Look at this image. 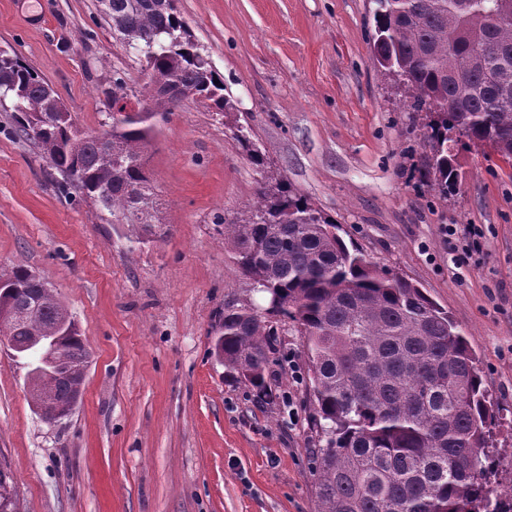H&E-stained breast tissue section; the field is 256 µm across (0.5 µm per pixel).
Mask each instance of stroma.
Instances as JSON below:
<instances>
[{
    "label": "stroma",
    "mask_w": 512,
    "mask_h": 512,
    "mask_svg": "<svg viewBox=\"0 0 512 512\" xmlns=\"http://www.w3.org/2000/svg\"><path fill=\"white\" fill-rule=\"evenodd\" d=\"M176 7L235 109L222 117L188 100L157 121L149 168L163 226L144 242L61 196L0 109V266L43 279L90 351L78 405L49 424L32 409L26 366L0 342V458L21 512H312L309 456L326 436L311 423L304 338L224 245L223 220L261 178L241 130L369 260L418 284L464 331L500 409L484 480L511 494L512 162L488 148L460 152L456 192H424L428 118L376 65L369 0ZM0 47L91 129L113 75L134 91L147 80L99 0H0ZM448 224L477 225L479 250L463 253ZM243 305L263 309L273 331V405L212 353L220 315Z\"/></svg>",
    "instance_id": "obj_1"
}]
</instances>
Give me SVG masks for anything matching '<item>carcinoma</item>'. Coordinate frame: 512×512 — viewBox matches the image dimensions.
Returning a JSON list of instances; mask_svg holds the SVG:
<instances>
[{"mask_svg":"<svg viewBox=\"0 0 512 512\" xmlns=\"http://www.w3.org/2000/svg\"><path fill=\"white\" fill-rule=\"evenodd\" d=\"M376 61L407 88L410 107L429 114L432 156L422 186L455 192L459 149L490 147L512 161V0H373ZM113 32L139 46L147 81L136 93L112 77L111 111L100 129L80 126L51 85L0 50V105L15 134L32 138L60 193L91 201L102 224H123L142 240L162 223L149 176L154 119L175 111L159 85L189 91L219 115L233 110L175 0H112ZM112 128V147L100 130ZM340 226L283 176L264 175L249 204L224 222V244L243 276L280 301L278 313L306 337L311 388L326 444L315 449L313 512H512V495L482 481L481 453L498 423L476 359L448 311L399 273L348 247ZM36 302L0 338L27 343L62 337L77 365L90 352L55 294L23 266L0 267V311ZM70 318L65 329L59 326ZM263 316L224 309L213 353L257 389L274 351ZM36 406L70 407L77 381L27 373ZM0 512H20L17 482L0 461Z\"/></svg>","mask_w":512,"mask_h":512,"instance_id":"cac0c4a2","label":"carcinoma"}]
</instances>
